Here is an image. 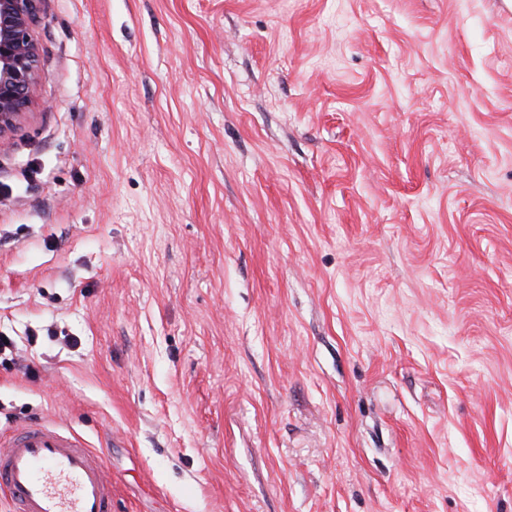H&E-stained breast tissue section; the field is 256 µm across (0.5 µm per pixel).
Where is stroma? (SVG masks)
<instances>
[{
    "instance_id": "35a3bbf8",
    "label": "stroma",
    "mask_w": 512,
    "mask_h": 512,
    "mask_svg": "<svg viewBox=\"0 0 512 512\" xmlns=\"http://www.w3.org/2000/svg\"><path fill=\"white\" fill-rule=\"evenodd\" d=\"M0 143V447L112 512H512V0H44ZM99 458L54 427L20 426L0 450V488L14 512H112V478Z\"/></svg>"
}]
</instances>
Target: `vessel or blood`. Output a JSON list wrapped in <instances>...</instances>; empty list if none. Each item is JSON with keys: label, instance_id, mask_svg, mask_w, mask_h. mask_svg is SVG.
<instances>
[{"label": "vessel or blood", "instance_id": "vessel-or-blood-1", "mask_svg": "<svg viewBox=\"0 0 512 512\" xmlns=\"http://www.w3.org/2000/svg\"><path fill=\"white\" fill-rule=\"evenodd\" d=\"M14 512H112V479L97 453L47 425L18 427L0 449V488Z\"/></svg>", "mask_w": 512, "mask_h": 512}]
</instances>
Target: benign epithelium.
I'll return each mask as SVG.
<instances>
[{
  "label": "benign epithelium",
  "instance_id": "1",
  "mask_svg": "<svg viewBox=\"0 0 512 512\" xmlns=\"http://www.w3.org/2000/svg\"><path fill=\"white\" fill-rule=\"evenodd\" d=\"M44 0H0V141L37 96L39 52L34 27Z\"/></svg>",
  "mask_w": 512,
  "mask_h": 512
}]
</instances>
